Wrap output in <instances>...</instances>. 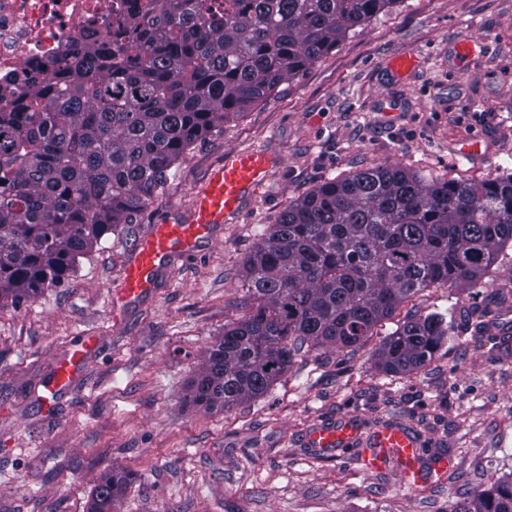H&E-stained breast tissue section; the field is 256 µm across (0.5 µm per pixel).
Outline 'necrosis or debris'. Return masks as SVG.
Wrapping results in <instances>:
<instances>
[{"instance_id":"4bbe7bcc","label":"necrosis or debris","mask_w":512,"mask_h":512,"mask_svg":"<svg viewBox=\"0 0 512 512\" xmlns=\"http://www.w3.org/2000/svg\"><path fill=\"white\" fill-rule=\"evenodd\" d=\"M131 0H0V98L29 86L37 63L81 42L85 32L113 38L117 22L132 23Z\"/></svg>"}]
</instances>
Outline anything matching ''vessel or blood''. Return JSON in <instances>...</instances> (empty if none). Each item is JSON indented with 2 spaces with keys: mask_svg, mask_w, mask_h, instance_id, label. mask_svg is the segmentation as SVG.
Wrapping results in <instances>:
<instances>
[{
  "mask_svg": "<svg viewBox=\"0 0 512 512\" xmlns=\"http://www.w3.org/2000/svg\"><path fill=\"white\" fill-rule=\"evenodd\" d=\"M276 163V156L262 149L226 152L223 164L211 172L206 186L193 200L188 220L150 225L140 237L134 258L124 269L121 296L131 298L147 292L169 257L194 253L211 241L222 224L239 213L244 199L263 188ZM307 442L326 455L358 448L360 465L366 471L397 460L403 481L410 485L425 474L420 445L402 425H389L365 435L357 421L348 418L312 428Z\"/></svg>",
  "mask_w": 512,
  "mask_h": 512,
  "instance_id": "vessel-or-blood-1",
  "label": "vessel or blood"
}]
</instances>
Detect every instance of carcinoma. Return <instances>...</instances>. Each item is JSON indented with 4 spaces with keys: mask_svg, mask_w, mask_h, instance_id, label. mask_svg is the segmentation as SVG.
Returning a JSON list of instances; mask_svg holds the SVG:
<instances>
[{
    "mask_svg": "<svg viewBox=\"0 0 512 512\" xmlns=\"http://www.w3.org/2000/svg\"><path fill=\"white\" fill-rule=\"evenodd\" d=\"M130 44L74 47L0 109V300L62 283L108 233L134 224L186 151L332 52L398 0H154ZM512 241V172L428 179L374 165L327 179L270 225L245 264L251 306L209 351L194 400L265 394L303 346L347 348L427 288H475ZM448 340L440 313L408 321L375 357L424 367ZM128 477H99L86 512H112ZM452 512H512V477Z\"/></svg>",
    "mask_w": 512,
    "mask_h": 512,
    "instance_id": "carcinoma-1",
    "label": "carcinoma"
}]
</instances>
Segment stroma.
<instances>
[{
  "instance_id": "stroma-1",
  "label": "stroma",
  "mask_w": 512,
  "mask_h": 512,
  "mask_svg": "<svg viewBox=\"0 0 512 512\" xmlns=\"http://www.w3.org/2000/svg\"><path fill=\"white\" fill-rule=\"evenodd\" d=\"M463 36L487 51L456 63ZM400 50L419 63L397 79L386 61ZM253 148L280 159L263 190L215 242L171 257L148 293L118 301L147 227L186 218L225 151ZM376 164L472 181L512 168V0H398L190 147L166 192L63 283L0 301V512H84L109 470L129 477L118 512H452L512 474L511 242L482 285L423 290L364 344L301 351L264 395L226 409L189 396L242 314L244 265L263 229L320 182ZM435 312L454 318L425 367H377L385 337ZM71 355L81 360L71 385L51 393ZM350 417L367 433L407 424L448 470L411 488L395 464L368 474L355 449L307 446L310 426Z\"/></svg>"
}]
</instances>
